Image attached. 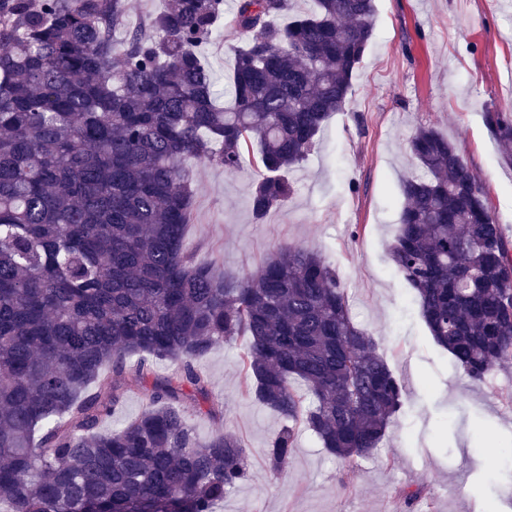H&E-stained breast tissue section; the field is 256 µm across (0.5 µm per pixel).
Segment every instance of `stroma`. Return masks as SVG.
<instances>
[{"label": "stroma", "instance_id": "35a3bbf8", "mask_svg": "<svg viewBox=\"0 0 512 512\" xmlns=\"http://www.w3.org/2000/svg\"><path fill=\"white\" fill-rule=\"evenodd\" d=\"M375 4L348 102L289 172L288 200L255 221L252 160L232 172L189 160L195 195L184 244L231 274L257 268L282 243L318 251L402 382L403 406L372 457L338 460L302 430L288 467L273 472L267 447L283 421L242 389L246 341L214 346L196 367L221 414L189 402L187 422L203 439L236 433L250 469L220 512H403L404 489L421 493L414 512H512V364L472 384L433 341L388 256L402 184L417 171L408 141L422 126L456 145L512 239V162L485 119L512 111V0Z\"/></svg>", "mask_w": 512, "mask_h": 512}]
</instances>
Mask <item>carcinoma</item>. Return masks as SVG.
I'll return each instance as SVG.
<instances>
[{
	"label": "carcinoma",
	"instance_id": "obj_1",
	"mask_svg": "<svg viewBox=\"0 0 512 512\" xmlns=\"http://www.w3.org/2000/svg\"><path fill=\"white\" fill-rule=\"evenodd\" d=\"M290 4L236 0L220 106L198 48L224 0H166L144 29L126 27L127 0H0V512H217L246 452L229 432L198 438L185 402L209 397L195 361L238 336L245 391L285 421L270 470L298 422L349 462L385 438L403 385L320 254L285 244L221 276L184 246L187 160L234 171L257 150L259 222L348 100L375 0H311L279 23ZM486 121L512 156V113ZM409 150L422 174L403 183L391 260L479 383L512 362V243L453 143L422 126ZM132 382L145 409L100 431Z\"/></svg>",
	"mask_w": 512,
	"mask_h": 512
}]
</instances>
